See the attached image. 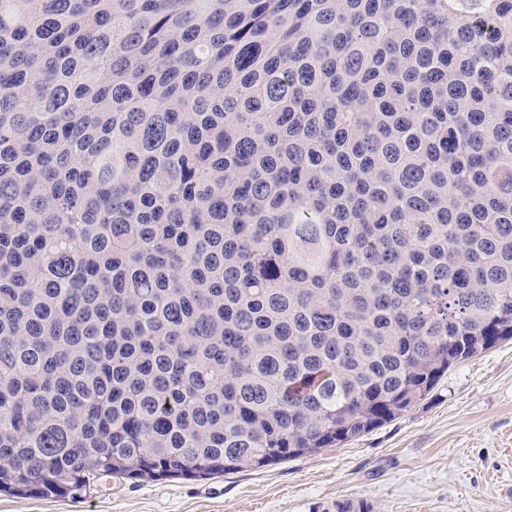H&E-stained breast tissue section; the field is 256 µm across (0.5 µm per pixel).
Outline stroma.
I'll return each mask as SVG.
<instances>
[{"label":"stroma","mask_w":512,"mask_h":512,"mask_svg":"<svg viewBox=\"0 0 512 512\" xmlns=\"http://www.w3.org/2000/svg\"><path fill=\"white\" fill-rule=\"evenodd\" d=\"M512 512V341L441 377L370 433L257 471L133 483L104 476L64 498L0 495V512Z\"/></svg>","instance_id":"1"}]
</instances>
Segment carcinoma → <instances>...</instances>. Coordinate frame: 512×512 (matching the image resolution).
<instances>
[{"instance_id":"cac0c4a2","label":"carcinoma","mask_w":512,"mask_h":512,"mask_svg":"<svg viewBox=\"0 0 512 512\" xmlns=\"http://www.w3.org/2000/svg\"><path fill=\"white\" fill-rule=\"evenodd\" d=\"M508 339L512 0H0L1 494L314 454Z\"/></svg>"}]
</instances>
